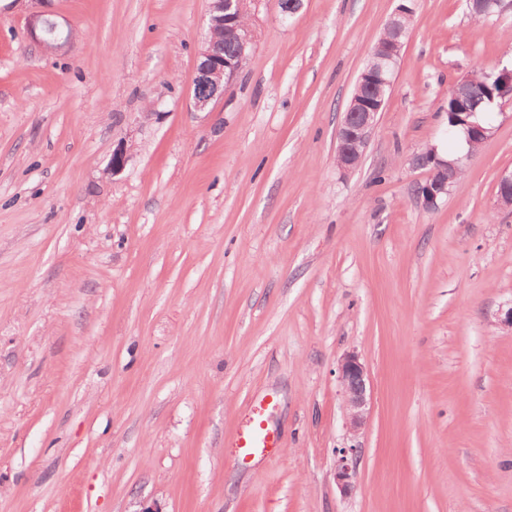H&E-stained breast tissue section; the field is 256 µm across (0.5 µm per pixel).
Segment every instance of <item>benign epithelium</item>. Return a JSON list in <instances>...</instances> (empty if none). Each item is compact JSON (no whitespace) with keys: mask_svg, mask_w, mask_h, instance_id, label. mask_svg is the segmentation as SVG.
Instances as JSON below:
<instances>
[{"mask_svg":"<svg viewBox=\"0 0 512 512\" xmlns=\"http://www.w3.org/2000/svg\"><path fill=\"white\" fill-rule=\"evenodd\" d=\"M258 0H209L207 35L198 50V63L193 81L192 102L195 110L203 112L210 104L223 97L224 91L242 68V60L249 56L253 46V33L250 25L241 22V17L250 11V5ZM30 35L50 48H58L64 40L58 38L59 24L51 14L39 11L31 14L27 20ZM233 35L239 43L240 54L237 58H227L216 41L215 33ZM404 45L401 35L389 36L379 43L382 53L377 57L378 67L361 71L357 78V87H371L381 81L386 88L392 87L391 76L395 71ZM502 99H512V67H503L498 71ZM387 102L385 97L363 95L350 100L344 120L338 131L336 164L344 170L357 168L364 155L369 137ZM472 112L464 113L462 127L466 142L473 144L479 139L485 141L492 129L479 122L470 120ZM426 164L433 165V170L442 173L443 178H430L421 186V196L429 204H434L440 195L446 194L448 188V170H455L459 162H444L434 155L425 153ZM498 198L501 206L512 208V171H504L497 182ZM338 381L346 405L347 428L353 435L360 433L370 415V380L367 368L360 357L349 352L338 362ZM361 449L350 446L336 449L337 461L334 473L336 486L343 495L350 494L357 482V463Z\"/></svg>","mask_w":512,"mask_h":512,"instance_id":"benign-epithelium-1","label":"benign epithelium"}]
</instances>
